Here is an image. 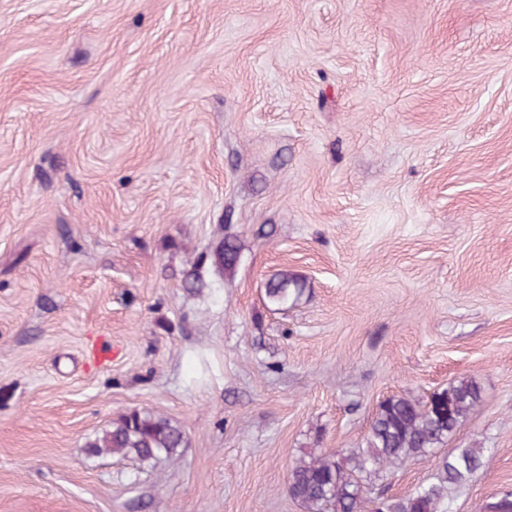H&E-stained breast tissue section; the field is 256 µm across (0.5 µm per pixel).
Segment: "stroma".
<instances>
[{
  "label": "stroma",
  "mask_w": 512,
  "mask_h": 512,
  "mask_svg": "<svg viewBox=\"0 0 512 512\" xmlns=\"http://www.w3.org/2000/svg\"><path fill=\"white\" fill-rule=\"evenodd\" d=\"M280 270L304 292L276 311ZM461 379L446 448L484 458L451 504L486 512L512 491V0H0V512H304L295 459ZM142 410L176 462L89 454ZM240 256L241 242L238 236L226 233L211 253V264L218 272L227 277L235 272Z\"/></svg>",
  "instance_id": "35a3bbf8"
}]
</instances>
